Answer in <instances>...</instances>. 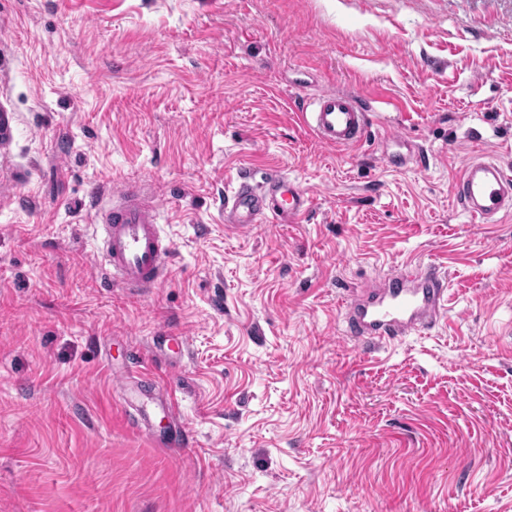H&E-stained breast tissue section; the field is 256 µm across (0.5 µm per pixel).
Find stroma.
Here are the masks:
<instances>
[{
  "instance_id": "35a3bbf8",
  "label": "stroma",
  "mask_w": 512,
  "mask_h": 512,
  "mask_svg": "<svg viewBox=\"0 0 512 512\" xmlns=\"http://www.w3.org/2000/svg\"><path fill=\"white\" fill-rule=\"evenodd\" d=\"M327 88L372 100L362 144L292 112ZM1 112L0 512H512V214L452 194L512 167V0H0ZM267 168L308 216L229 227ZM126 182L175 244L148 296L93 262L90 197ZM409 262L447 273L436 326L349 338ZM461 207L481 224H495L512 212L510 168L494 159H467L452 183ZM160 408L173 422L174 432L171 443L178 446H184L186 443H189V436L179 423V406L175 397L168 394V397L160 402Z\"/></svg>"
}]
</instances>
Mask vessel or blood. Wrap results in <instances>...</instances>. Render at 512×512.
Masks as SVG:
<instances>
[{
  "mask_svg": "<svg viewBox=\"0 0 512 512\" xmlns=\"http://www.w3.org/2000/svg\"><path fill=\"white\" fill-rule=\"evenodd\" d=\"M323 144L344 148L360 144L372 124V108L354 93L319 91L299 107ZM461 207L480 223L493 224L512 213V169L493 159L464 162L452 183ZM310 209L307 192L277 170L261 177L240 174L224 198V221L247 229L270 221L294 224ZM161 210L146 200L140 185L113 190L95 205L91 221L101 233L100 267L113 285L145 294L168 277L174 244L160 224ZM447 274L433 265H407L389 273L378 288L352 299L345 308V332L360 340L387 344L432 328L446 308Z\"/></svg>",
  "mask_w": 512,
  "mask_h": 512,
  "instance_id": "b4317fda",
  "label": "vessel or blood"
}]
</instances>
